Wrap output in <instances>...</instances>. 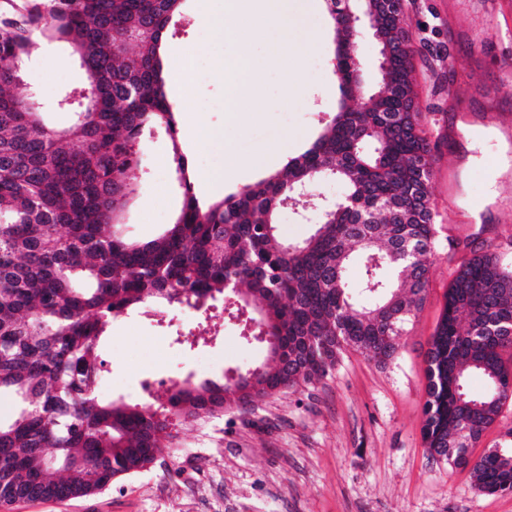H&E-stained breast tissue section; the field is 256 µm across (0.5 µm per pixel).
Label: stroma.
<instances>
[{
  "instance_id": "35a3bbf8",
  "label": "stroma",
  "mask_w": 512,
  "mask_h": 512,
  "mask_svg": "<svg viewBox=\"0 0 512 512\" xmlns=\"http://www.w3.org/2000/svg\"><path fill=\"white\" fill-rule=\"evenodd\" d=\"M166 50L197 56L203 75L185 83L166 74L178 140L195 172L224 170L225 142L237 156L258 160L225 193L267 176L300 153L336 112L335 33L321 0L305 18L256 40L268 62L256 95L262 112L224 124V79L214 67L224 45L201 24L195 0ZM401 25L415 54L414 90L425 136L433 147L430 193L437 242L423 309L406 327L396 357L381 364L346 352L332 376L295 392L257 400L253 411H228L171 427L161 457L147 470L85 497L18 501L0 512H512V493L478 490L468 471L431 456L422 438L427 400V341L463 253L449 240L491 239L512 253V167L495 172L494 155L512 127V0H408ZM89 77L64 43L33 56L18 93L39 91L42 110L58 126L70 112L58 102ZM165 132L139 143L143 176L125 215V234L149 240L172 223L182 205L172 146ZM244 323L222 313L159 304L113 318L104 339L103 399L144 402L143 385L223 381L265 362L266 343L244 340ZM206 329L210 343L186 349L176 336ZM207 353L220 363L197 370Z\"/></svg>"
}]
</instances>
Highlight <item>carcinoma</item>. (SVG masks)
Returning <instances> with one entry per match:
<instances>
[{"label": "carcinoma", "mask_w": 512, "mask_h": 512, "mask_svg": "<svg viewBox=\"0 0 512 512\" xmlns=\"http://www.w3.org/2000/svg\"><path fill=\"white\" fill-rule=\"evenodd\" d=\"M185 0H0V504L65 500L112 487L152 465L171 416L216 417L321 381L347 350L387 362L423 307L437 228L428 190L431 147L419 113L379 97L368 108L349 69L334 118L310 148L277 173L220 200L200 203L194 174L173 146L183 201L157 238L126 237L121 220L140 175L135 145L163 128L176 140L163 50ZM336 22V57L351 27ZM399 10L381 25L395 39ZM65 42L89 76L69 126L50 124L35 98L14 92L38 48ZM336 167L346 193L315 232L294 246L277 234L280 208H303L297 189ZM454 272L442 316L427 341L423 440L434 457L470 468L477 488L512 493V447L474 459L473 447L512 390V260L484 244ZM364 257L361 287L345 270ZM373 302L362 305L358 295ZM237 299L268 345V362L224 382L186 380L158 407L97 397L111 320L141 305L209 311ZM482 375L481 395L467 388Z\"/></svg>", "instance_id": "1"}]
</instances>
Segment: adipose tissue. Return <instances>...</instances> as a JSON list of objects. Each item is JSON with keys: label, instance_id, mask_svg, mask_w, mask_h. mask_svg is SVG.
Segmentation results:
<instances>
[{"label": "adipose tissue", "instance_id": "obj_1", "mask_svg": "<svg viewBox=\"0 0 512 512\" xmlns=\"http://www.w3.org/2000/svg\"><path fill=\"white\" fill-rule=\"evenodd\" d=\"M203 18L224 43L220 67L224 82V122L234 124L244 99L252 93L264 59L255 57L251 45L264 32L288 20V0H199Z\"/></svg>", "mask_w": 512, "mask_h": 512}]
</instances>
